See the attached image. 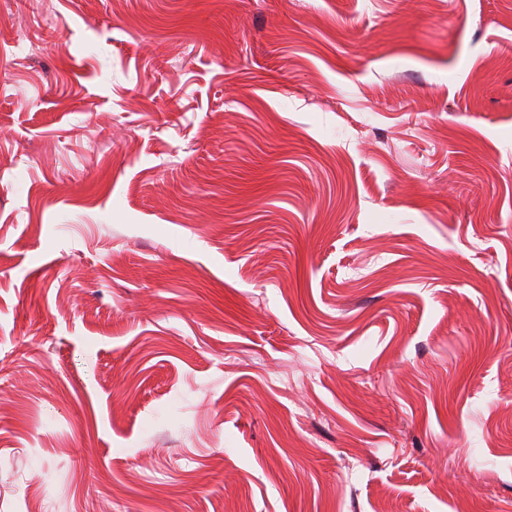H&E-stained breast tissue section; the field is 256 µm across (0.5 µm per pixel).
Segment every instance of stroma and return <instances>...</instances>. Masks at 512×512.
<instances>
[{
	"label": "stroma",
	"instance_id": "1",
	"mask_svg": "<svg viewBox=\"0 0 512 512\" xmlns=\"http://www.w3.org/2000/svg\"><path fill=\"white\" fill-rule=\"evenodd\" d=\"M0 512H512V0H0Z\"/></svg>",
	"mask_w": 512,
	"mask_h": 512
}]
</instances>
